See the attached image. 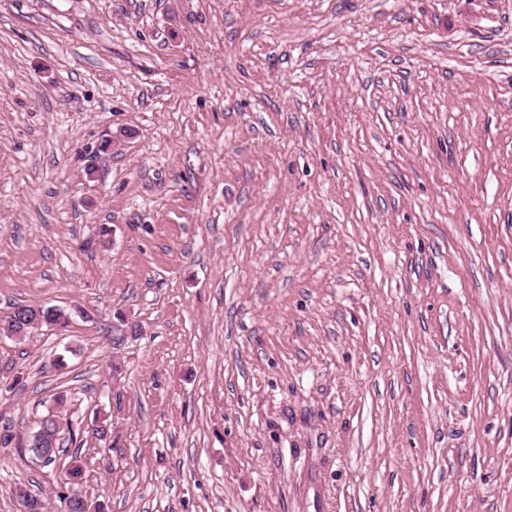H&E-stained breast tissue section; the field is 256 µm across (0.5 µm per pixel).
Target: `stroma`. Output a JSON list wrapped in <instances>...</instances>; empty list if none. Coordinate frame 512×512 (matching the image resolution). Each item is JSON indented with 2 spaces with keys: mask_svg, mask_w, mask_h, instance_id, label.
<instances>
[{
  "mask_svg": "<svg viewBox=\"0 0 512 512\" xmlns=\"http://www.w3.org/2000/svg\"><path fill=\"white\" fill-rule=\"evenodd\" d=\"M20 302L0 426L111 413L104 512H512V0H0ZM38 305L41 318L43 320L35 319L30 322L28 326H30V335H33L34 332L40 331L42 326L47 328L48 325L51 324H61L62 326H66L68 324V318L66 313L55 306H47L42 304H19L13 307L10 311V316H8L4 320V324H7L9 328L15 326L16 323L24 322L29 318V315L34 313L33 306Z\"/></svg>",
  "mask_w": 512,
  "mask_h": 512,
  "instance_id": "35a3bbf8",
  "label": "stroma"
}]
</instances>
